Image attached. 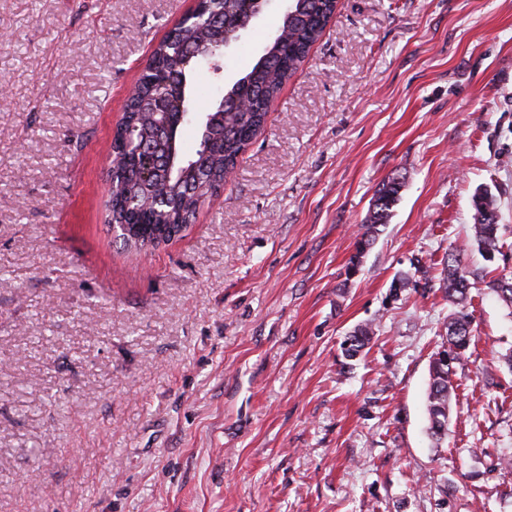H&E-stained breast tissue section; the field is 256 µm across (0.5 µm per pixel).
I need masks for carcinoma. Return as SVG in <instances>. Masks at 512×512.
Wrapping results in <instances>:
<instances>
[{"mask_svg":"<svg viewBox=\"0 0 512 512\" xmlns=\"http://www.w3.org/2000/svg\"><path fill=\"white\" fill-rule=\"evenodd\" d=\"M337 5L338 0L290 3L280 18L276 37L265 47L264 54L226 91L231 99H248L249 110L221 112L220 102H215L205 122L198 127L197 148L186 152L181 135H176L174 146L165 143L160 147L163 155L174 153L172 161H164L152 178L144 179L138 174L134 149L126 148L125 137L117 134L112 142V153L118 164L110 171L112 191L108 210L110 220L128 225V235L123 240L126 248L133 251L155 249L189 227L202 203L213 196L227 171L236 167L240 156L264 130L269 104L305 61L310 48L336 14ZM249 9L247 0H213L202 19L186 27H175L167 39L153 49L139 76L138 93L129 99L124 116L125 124L136 129L139 139L154 140L157 116L146 110L144 102L165 92L167 81L185 87L188 98H193L196 68L184 65L183 58L172 54L168 41L174 39L195 48L202 55L201 61H207L222 52L223 42L234 43L239 39L240 29L249 23ZM159 185L165 189L164 202L156 198ZM399 190L400 183L394 180L379 189L372 211L361 225L357 250L350 258L347 273L356 272L364 251L388 223ZM473 203L471 237L492 260L500 252L498 210L493 198L486 193L476 194ZM479 283L512 306V281L507 282L503 277L487 281L463 267L458 254L448 252L443 288L454 303L455 311L448 318L441 350L432 356L427 392L430 433L438 441L448 431L453 365L464 357L472 341L470 289ZM374 335L375 327L371 324L355 327L342 342L345 358H357Z\"/></svg>","mask_w":512,"mask_h":512,"instance_id":"obj_1","label":"carcinoma"}]
</instances>
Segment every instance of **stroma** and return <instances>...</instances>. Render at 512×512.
Segmentation results:
<instances>
[{"label":"stroma","mask_w":512,"mask_h":512,"mask_svg":"<svg viewBox=\"0 0 512 512\" xmlns=\"http://www.w3.org/2000/svg\"><path fill=\"white\" fill-rule=\"evenodd\" d=\"M193 5L0 0V512H512L496 293L471 291L441 445L426 410L449 250L512 273V0H339L220 194L132 254L106 222L112 133ZM279 19L197 71L210 98ZM480 188L502 224L491 261L469 231ZM400 187V183L393 179L383 184L382 188L379 189V194L366 220V224L361 225L356 253L350 258L347 266L348 275L356 272V268L360 263V258L363 257L364 251L374 243L377 236L383 231L380 228L385 227L388 223L390 211L397 198ZM375 335V327L372 324L358 325L345 337L342 342V350L346 359H356Z\"/></svg>","instance_id":"stroma-1"}]
</instances>
